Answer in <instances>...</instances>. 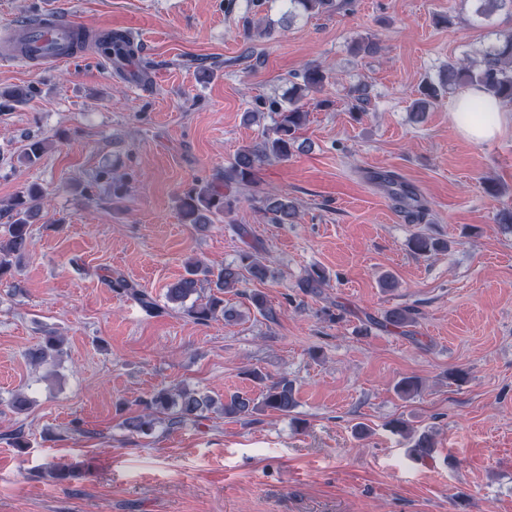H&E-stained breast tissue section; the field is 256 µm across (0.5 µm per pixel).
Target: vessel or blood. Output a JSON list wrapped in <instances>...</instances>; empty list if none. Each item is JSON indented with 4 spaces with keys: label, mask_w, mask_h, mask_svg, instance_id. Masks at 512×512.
Listing matches in <instances>:
<instances>
[{
    "label": "vessel or blood",
    "mask_w": 512,
    "mask_h": 512,
    "mask_svg": "<svg viewBox=\"0 0 512 512\" xmlns=\"http://www.w3.org/2000/svg\"><path fill=\"white\" fill-rule=\"evenodd\" d=\"M44 25L16 22L0 32V37L19 36L25 47L22 61L35 68L50 67L68 61L72 57L69 45L78 27L69 13L59 10L55 4L45 5L42 12Z\"/></svg>",
    "instance_id": "b4317fda"
}]
</instances>
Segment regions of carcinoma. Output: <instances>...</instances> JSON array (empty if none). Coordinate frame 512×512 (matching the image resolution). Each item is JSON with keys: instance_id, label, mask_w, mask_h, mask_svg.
I'll use <instances>...</instances> for the list:
<instances>
[{"instance_id": "cac0c4a2", "label": "carcinoma", "mask_w": 512, "mask_h": 512, "mask_svg": "<svg viewBox=\"0 0 512 512\" xmlns=\"http://www.w3.org/2000/svg\"><path fill=\"white\" fill-rule=\"evenodd\" d=\"M288 17L308 18L330 12L335 8L334 0H284ZM470 6L472 17L490 23L495 17L504 14L512 17V0H462V6ZM100 45L111 44L117 50L116 58L127 65L138 60V47L130 35L111 31L97 37ZM329 82V73L319 66H309L295 79L290 81L288 93L282 100L269 104L272 112V125L262 132L261 139L238 149L232 161L224 167V173L216 175L211 181L197 183L188 187L180 197V217L185 224H211L215 218H227L234 206L233 188L257 183L263 166L271 159L286 160L292 155L299 131L307 121L308 112L304 100L312 93H320ZM478 86L487 94L498 99L507 107L512 106V27L498 30L496 40L479 51L476 57L466 58L458 63H448L447 71L440 80H426L419 88V98L414 101L413 112L423 117L438 103L448 91L456 88ZM35 95V89L29 85L16 86L11 90H0V112L10 111L17 105L29 102ZM348 96L352 100V109L357 114L367 112L369 97L367 87L357 85L350 88ZM47 151L46 141L31 138L19 158L25 165L38 163ZM109 179L112 182V202L119 203L128 193V184L121 176L117 177L108 170H101L83 186L82 195H89L93 183ZM383 182L387 190L407 206L416 202L412 190L399 183L396 178L386 176ZM45 190L34 184L28 190L15 197L13 202L0 209V220L4 221V236L0 239V280L11 274L17 263L28 250L31 225L39 215L40 205L45 199ZM263 211L271 215L276 224H292L297 217V208L288 198L281 195H267L263 198ZM411 251L417 255H427L446 248V244L424 233H418L409 242ZM269 276V269L253 253L240 254L237 262L227 264L217 274L199 261H190L185 274L167 288L169 302L184 307V312L193 320L205 323L218 316L231 320L237 316L232 310L224 308V298L220 294L237 288L247 279L263 281ZM108 285L117 293L123 294L139 303L148 313L160 311L152 296L139 288L119 271L105 276ZM214 285L218 294L211 295L204 302H192L185 305L191 297L200 293L204 285ZM328 286L327 276L320 269L312 270L302 283L308 293L319 295ZM249 304L266 319L273 320L276 311L268 304L264 294H248ZM415 322V312L409 307H396L388 310L382 319L366 317L362 332L372 327L385 329H403ZM60 346L57 336H47L42 344L29 352L33 362L42 363L50 353ZM255 383L262 386L261 400L232 395L221 403V412L227 419H244L253 413L269 409L282 415L290 413L295 405V391L291 381L284 377L271 384L265 383V377L252 372ZM140 414L126 419V426L133 432L145 436L156 430L158 415L171 414L170 424L179 425L202 416L210 410L214 402L202 398L183 387H162L154 391L142 402ZM391 428L413 439L411 451L420 458L429 457L434 451L431 434L417 432L403 420L390 422Z\"/></svg>"}]
</instances>
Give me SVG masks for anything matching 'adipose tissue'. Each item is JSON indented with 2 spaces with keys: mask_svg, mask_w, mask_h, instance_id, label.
<instances>
[{
  "mask_svg": "<svg viewBox=\"0 0 512 512\" xmlns=\"http://www.w3.org/2000/svg\"><path fill=\"white\" fill-rule=\"evenodd\" d=\"M475 103L482 104L485 109L483 120H473L469 113L470 106ZM451 119L465 139L482 142L495 138L503 127L512 124V111L481 88L473 86L457 98Z\"/></svg>",
  "mask_w": 512,
  "mask_h": 512,
  "instance_id": "obj_1",
  "label": "adipose tissue"
}]
</instances>
